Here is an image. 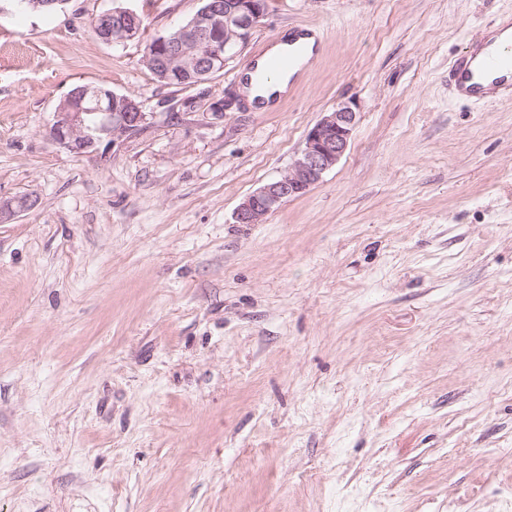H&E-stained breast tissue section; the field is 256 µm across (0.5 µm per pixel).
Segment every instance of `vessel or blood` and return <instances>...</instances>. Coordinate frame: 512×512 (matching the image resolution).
Instances as JSON below:
<instances>
[{"mask_svg":"<svg viewBox=\"0 0 512 512\" xmlns=\"http://www.w3.org/2000/svg\"><path fill=\"white\" fill-rule=\"evenodd\" d=\"M481 41L465 47L448 68V83L460 96L488 101L512 98V39L494 50L482 52ZM300 47L289 49L287 55L265 57L259 69L254 70L257 84H265L285 69L293 67Z\"/></svg>","mask_w":512,"mask_h":512,"instance_id":"vessel-or-blood-1","label":"vessel or blood"}]
</instances>
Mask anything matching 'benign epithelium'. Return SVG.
<instances>
[{"mask_svg":"<svg viewBox=\"0 0 512 512\" xmlns=\"http://www.w3.org/2000/svg\"><path fill=\"white\" fill-rule=\"evenodd\" d=\"M266 0H203L199 10L173 31L157 34L144 61L168 83L192 76L202 83L224 64L226 55L247 42L265 15ZM143 20L134 10L115 7L93 22L100 40L122 45L140 37ZM148 120L142 104L99 86L78 85L56 108L49 129L53 144L80 154L108 139L115 142ZM357 125V112L341 104L308 130L305 146L278 178L246 196L234 211L238 224H259L284 200L304 194L336 167Z\"/></svg>","mask_w":512,"mask_h":512,"instance_id":"1","label":"benign epithelium"}]
</instances>
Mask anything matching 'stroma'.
<instances>
[{"instance_id":"obj_1","label":"stroma","mask_w":512,"mask_h":512,"mask_svg":"<svg viewBox=\"0 0 512 512\" xmlns=\"http://www.w3.org/2000/svg\"><path fill=\"white\" fill-rule=\"evenodd\" d=\"M0 0V512H499L512 491V100L448 64L512 0H266L203 84L145 43L202 0H128L141 40ZM318 31L279 103L212 102L290 27ZM146 126L49 139L80 84ZM340 163L262 223L238 204L337 105Z\"/></svg>"}]
</instances>
